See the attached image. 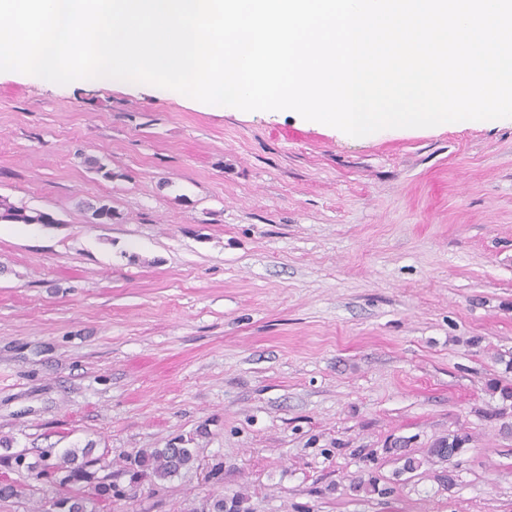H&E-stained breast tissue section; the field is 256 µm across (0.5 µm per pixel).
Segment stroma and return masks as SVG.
Segmentation results:
<instances>
[{"label":"stroma","instance_id":"35a3bbf8","mask_svg":"<svg viewBox=\"0 0 512 512\" xmlns=\"http://www.w3.org/2000/svg\"><path fill=\"white\" fill-rule=\"evenodd\" d=\"M0 195L57 217L0 224V436L93 444L112 512H512V413L486 414L512 383V118L355 138L2 72ZM461 427L452 465L403 472L395 441ZM180 439L194 469L131 484ZM13 478L0 512H44Z\"/></svg>","mask_w":512,"mask_h":512}]
</instances>
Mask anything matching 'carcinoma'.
<instances>
[{"label": "carcinoma", "instance_id": "obj_1", "mask_svg": "<svg viewBox=\"0 0 512 512\" xmlns=\"http://www.w3.org/2000/svg\"><path fill=\"white\" fill-rule=\"evenodd\" d=\"M51 213L30 210L18 206L9 198L0 196V223L2 224H48ZM492 395L499 398L501 407L496 415L505 416L512 408V385L494 383L490 386ZM471 436L466 432H453L434 440L426 450L424 458L402 453L403 470L416 471L426 462L457 457L466 451ZM14 439L0 437V448L7 454H0V463L9 468L25 469L35 479L56 487L60 512H112V482L100 475L103 468L102 457L92 456L89 446L68 448L60 453L45 451L38 460L30 462L26 454L10 452ZM197 452L194 448H155L136 456L128 468L135 482L145 479L166 480L194 467Z\"/></svg>", "mask_w": 512, "mask_h": 512}]
</instances>
